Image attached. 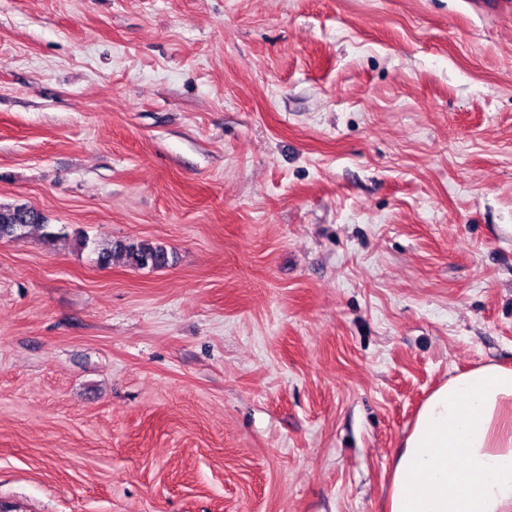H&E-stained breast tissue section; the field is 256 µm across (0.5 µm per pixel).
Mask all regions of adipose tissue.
Returning a JSON list of instances; mask_svg holds the SVG:
<instances>
[{
	"label": "adipose tissue",
	"instance_id": "ef3b65f1",
	"mask_svg": "<svg viewBox=\"0 0 512 512\" xmlns=\"http://www.w3.org/2000/svg\"><path fill=\"white\" fill-rule=\"evenodd\" d=\"M386 512H512V368L449 376L391 466Z\"/></svg>",
	"mask_w": 512,
	"mask_h": 512
}]
</instances>
